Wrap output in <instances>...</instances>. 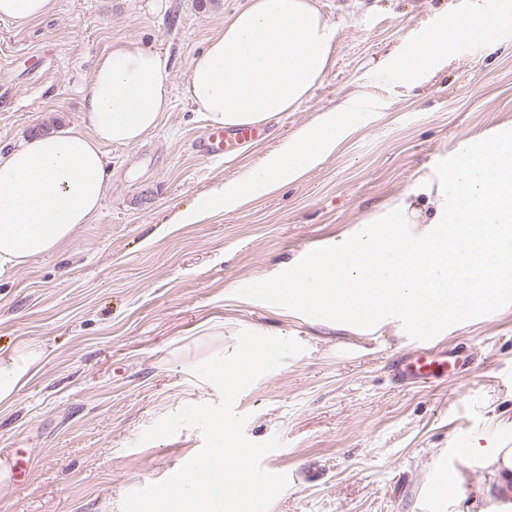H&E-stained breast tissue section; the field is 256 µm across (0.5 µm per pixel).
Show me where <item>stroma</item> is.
I'll use <instances>...</instances> for the list:
<instances>
[{
    "label": "stroma",
    "mask_w": 512,
    "mask_h": 512,
    "mask_svg": "<svg viewBox=\"0 0 512 512\" xmlns=\"http://www.w3.org/2000/svg\"><path fill=\"white\" fill-rule=\"evenodd\" d=\"M336 27L332 63L267 138L221 160L193 148L206 128L185 94L191 63L247 0H55L38 23L0 20V147L38 127L85 118L97 56L124 40L165 52L171 110L135 147L109 146L106 192L63 252L0 285V350L45 351L15 404L0 408V458L29 473L0 486V512H121L126 493L162 480L202 447L199 430L139 444L142 432L218 389L192 368L235 348L240 331L305 345L236 399L254 442L279 438L289 479L269 512H512V492L458 440L512 448V306L446 330L470 353L466 372L428 387L393 380L415 345L400 322L365 330L238 296L309 251L359 232L379 212L423 205L436 163L464 139L512 129V31L479 53L455 44L401 83L399 63L430 26L475 0H317ZM353 132L298 181L200 224L174 217L243 178L324 112Z\"/></svg>",
    "instance_id": "stroma-1"
}]
</instances>
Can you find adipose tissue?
<instances>
[{"label": "adipose tissue", "instance_id": "ef3b65f1", "mask_svg": "<svg viewBox=\"0 0 512 512\" xmlns=\"http://www.w3.org/2000/svg\"><path fill=\"white\" fill-rule=\"evenodd\" d=\"M512 20V0L499 11H476L459 24L426 31L402 65V79L432 67L438 56L469 36L491 37ZM336 29L316 0H250L227 18L189 69L186 95L209 125L266 123L296 111L328 70ZM173 72L166 53L113 42L90 76L87 125L41 135L0 150V283L38 258L56 253L78 225L98 214L106 189L105 146L133 147L152 135L170 110ZM253 167L244 181L227 183L182 210L177 223L196 224L296 180L332 154L346 133L335 112ZM44 351L23 343L0 352V406L41 368Z\"/></svg>", "mask_w": 512, "mask_h": 512}]
</instances>
